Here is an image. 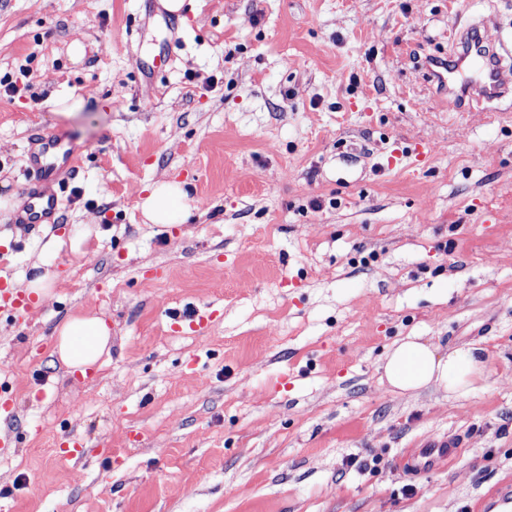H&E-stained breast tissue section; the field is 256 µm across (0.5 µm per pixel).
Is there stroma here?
<instances>
[{
  "mask_svg": "<svg viewBox=\"0 0 512 512\" xmlns=\"http://www.w3.org/2000/svg\"><path fill=\"white\" fill-rule=\"evenodd\" d=\"M488 16L512 40V0H0V197L23 201L32 135L84 150L57 223L0 209L17 286L83 240L29 321L0 314V512H474L512 484V97L455 111L420 66ZM160 179L193 219L144 223ZM86 313L112 348L84 379L53 347ZM412 333L484 347L485 385L394 395L378 366ZM64 434L111 450L74 480ZM454 434L453 460L399 464Z\"/></svg>",
  "mask_w": 512,
  "mask_h": 512,
  "instance_id": "1",
  "label": "stroma"
}]
</instances>
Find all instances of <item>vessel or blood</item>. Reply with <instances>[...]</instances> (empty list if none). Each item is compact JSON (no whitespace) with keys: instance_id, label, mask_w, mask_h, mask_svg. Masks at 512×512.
Here are the masks:
<instances>
[{"instance_id":"vessel-or-blood-1","label":"vessel or blood","mask_w":512,"mask_h":512,"mask_svg":"<svg viewBox=\"0 0 512 512\" xmlns=\"http://www.w3.org/2000/svg\"><path fill=\"white\" fill-rule=\"evenodd\" d=\"M429 77L445 88L458 107L504 96L512 88V44L484 39L479 27L454 35L451 60H426ZM82 152L61 138L37 137L29 150L27 177L31 183L25 204L8 214L12 224H51L63 204L60 189L79 164ZM33 309L24 290L0 279V310L25 317Z\"/></svg>"}]
</instances>
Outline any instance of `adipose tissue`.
<instances>
[{
    "label": "adipose tissue",
    "mask_w": 512,
    "mask_h": 512,
    "mask_svg": "<svg viewBox=\"0 0 512 512\" xmlns=\"http://www.w3.org/2000/svg\"><path fill=\"white\" fill-rule=\"evenodd\" d=\"M137 208L148 224L184 223L192 207L182 185L160 180L147 186ZM112 329L102 316L77 314L57 330L53 353L68 371H85L109 352ZM478 346L441 349L426 337L412 333L396 340L386 351L379 370L381 381L394 394L410 396L436 387L451 396L470 393L484 379L486 361Z\"/></svg>",
    "instance_id": "ef3b65f1"
}]
</instances>
